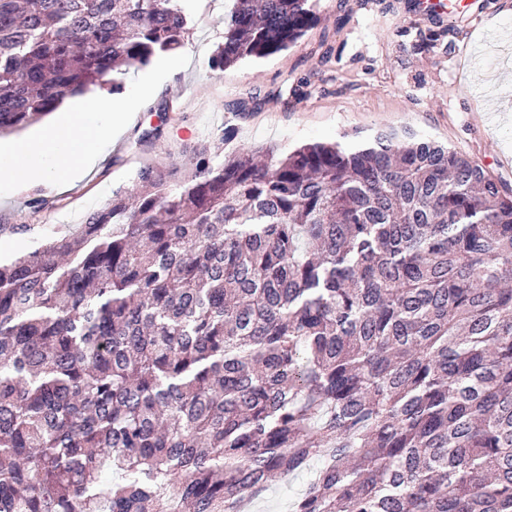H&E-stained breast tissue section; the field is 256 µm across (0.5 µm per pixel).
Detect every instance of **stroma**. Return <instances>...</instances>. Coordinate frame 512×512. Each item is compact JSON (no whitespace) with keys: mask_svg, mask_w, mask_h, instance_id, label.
I'll use <instances>...</instances> for the list:
<instances>
[{"mask_svg":"<svg viewBox=\"0 0 512 512\" xmlns=\"http://www.w3.org/2000/svg\"><path fill=\"white\" fill-rule=\"evenodd\" d=\"M407 2L318 0V22L295 46L217 73L209 60L232 0H183L191 33L171 57L174 84L144 100L120 142L104 144L98 166L65 190L18 194L0 180V240L21 224L46 235L77 226L141 167L183 159L224 129L233 148L285 149L406 127L512 189V100L493 110L484 91L494 78L512 84V59L496 41L512 34V0H451L440 20ZM36 197L43 207H31Z\"/></svg>","mask_w":512,"mask_h":512,"instance_id":"stroma-1","label":"stroma"}]
</instances>
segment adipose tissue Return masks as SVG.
<instances>
[{
    "mask_svg": "<svg viewBox=\"0 0 512 512\" xmlns=\"http://www.w3.org/2000/svg\"><path fill=\"white\" fill-rule=\"evenodd\" d=\"M157 73L140 79L139 94L124 100L85 95L62 110L58 121L36 135L0 146V176L15 190L47 184L66 185L81 169L95 167L104 141L117 140L134 118L140 98L159 96L171 68L158 60Z\"/></svg>",
    "mask_w": 512,
    "mask_h": 512,
    "instance_id": "1",
    "label": "adipose tissue"
}]
</instances>
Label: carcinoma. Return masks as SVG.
Segmentation results:
<instances>
[{
  "label": "carcinoma",
  "mask_w": 512,
  "mask_h": 512,
  "mask_svg": "<svg viewBox=\"0 0 512 512\" xmlns=\"http://www.w3.org/2000/svg\"><path fill=\"white\" fill-rule=\"evenodd\" d=\"M316 0H235L223 71ZM178 0H0V134L189 35ZM512 512V191L408 131L214 142L0 254V512ZM311 476V470L304 471L295 476L293 484L285 485V479H275L270 483L265 495L257 500L256 512H288V505L298 492H300Z\"/></svg>",
  "instance_id": "cac0c4a2"
}]
</instances>
